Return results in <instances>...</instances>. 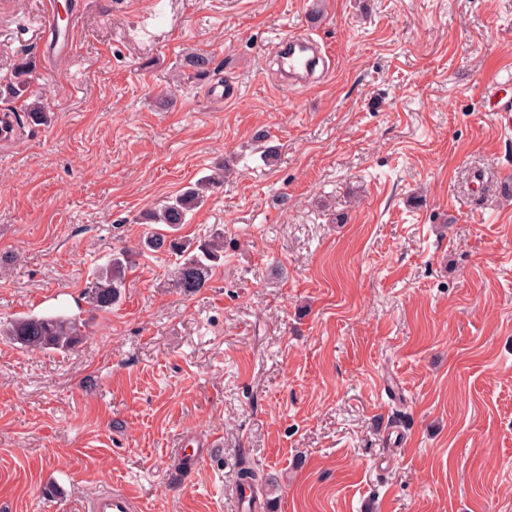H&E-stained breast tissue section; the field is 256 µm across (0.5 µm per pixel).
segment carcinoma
<instances>
[{"mask_svg":"<svg viewBox=\"0 0 512 512\" xmlns=\"http://www.w3.org/2000/svg\"><path fill=\"white\" fill-rule=\"evenodd\" d=\"M222 182L224 172L220 171L205 183L185 190L146 214V221L163 224L166 229L146 233L139 247L143 251L165 252L178 257L175 283L186 295H193L208 284L224 258V235L215 233L198 241L178 236L176 232L185 223L187 213L201 204L205 190ZM132 256V251L126 248L114 251L109 261L98 269L81 300L94 310L112 307L120 298ZM85 325L86 321L79 313L26 314L0 321V340L31 351L67 353L82 343Z\"/></svg>","mask_w":512,"mask_h":512,"instance_id":"1","label":"carcinoma"}]
</instances>
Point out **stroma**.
Masks as SVG:
<instances>
[{
    "mask_svg": "<svg viewBox=\"0 0 512 512\" xmlns=\"http://www.w3.org/2000/svg\"><path fill=\"white\" fill-rule=\"evenodd\" d=\"M57 8L65 51L47 0H0V113L31 59L50 114L0 147V319L75 311L147 211L226 164L183 228L223 234L224 263L186 296L175 256H134L75 350L0 341V512H86L105 484L239 512L246 461L260 512H512V119L484 104L512 0ZM305 28L333 64L282 85L269 43Z\"/></svg>",
    "mask_w": 512,
    "mask_h": 512,
    "instance_id": "35a3bbf8",
    "label": "stroma"
}]
</instances>
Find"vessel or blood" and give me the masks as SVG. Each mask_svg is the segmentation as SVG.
<instances>
[{
  "label": "vessel or blood",
  "instance_id": "1",
  "mask_svg": "<svg viewBox=\"0 0 512 512\" xmlns=\"http://www.w3.org/2000/svg\"><path fill=\"white\" fill-rule=\"evenodd\" d=\"M270 51L280 61L283 81L301 82L314 78L318 69L326 67L328 50L313 37L292 35L276 37ZM137 500L127 491L112 488L100 492L88 506V512H139Z\"/></svg>",
  "mask_w": 512,
  "mask_h": 512
}]
</instances>
